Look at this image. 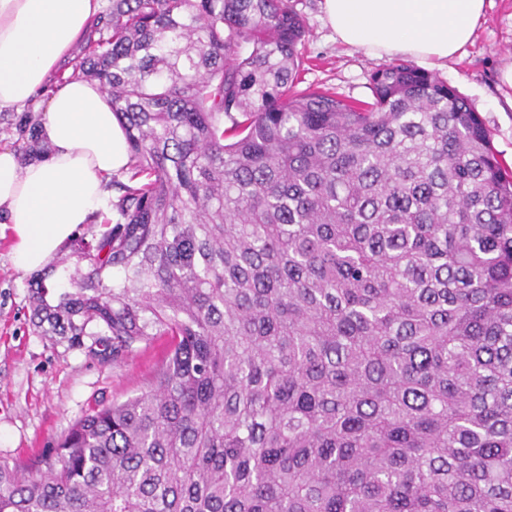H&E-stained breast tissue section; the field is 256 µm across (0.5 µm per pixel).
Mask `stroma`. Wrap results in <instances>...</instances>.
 <instances>
[{
    "label": "stroma",
    "instance_id": "obj_1",
    "mask_svg": "<svg viewBox=\"0 0 512 512\" xmlns=\"http://www.w3.org/2000/svg\"><path fill=\"white\" fill-rule=\"evenodd\" d=\"M308 34L300 45V88L332 87L354 100L372 96L370 78L389 65L337 40L321 0H293ZM512 0H486L485 17L464 56L437 76L468 99L488 127L498 156L512 168ZM11 237H0V461L30 466L48 455L75 421L101 405L149 391L170 346L148 336L103 354L92 337L73 345L43 332L30 307L32 274L16 271Z\"/></svg>",
    "mask_w": 512,
    "mask_h": 512
}]
</instances>
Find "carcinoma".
Masks as SVG:
<instances>
[{"label": "carcinoma", "mask_w": 512, "mask_h": 512, "mask_svg": "<svg viewBox=\"0 0 512 512\" xmlns=\"http://www.w3.org/2000/svg\"><path fill=\"white\" fill-rule=\"evenodd\" d=\"M292 0H109L58 82L128 143L45 333L172 348L0 512H512V169L408 61L297 90ZM41 117L15 118L22 159Z\"/></svg>", "instance_id": "cac0c4a2"}]
</instances>
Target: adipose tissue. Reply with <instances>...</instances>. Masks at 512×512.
Wrapping results in <instances>:
<instances>
[{
    "label": "adipose tissue",
    "mask_w": 512,
    "mask_h": 512,
    "mask_svg": "<svg viewBox=\"0 0 512 512\" xmlns=\"http://www.w3.org/2000/svg\"><path fill=\"white\" fill-rule=\"evenodd\" d=\"M101 0H0V110L25 106L83 40ZM485 0H323L343 44L429 66L463 54ZM52 151L22 161L0 146V227L16 270L46 269L108 201L105 179L126 168L125 133L99 84L75 78L51 94L40 127Z\"/></svg>",
    "instance_id": "adipose-tissue-1"
}]
</instances>
